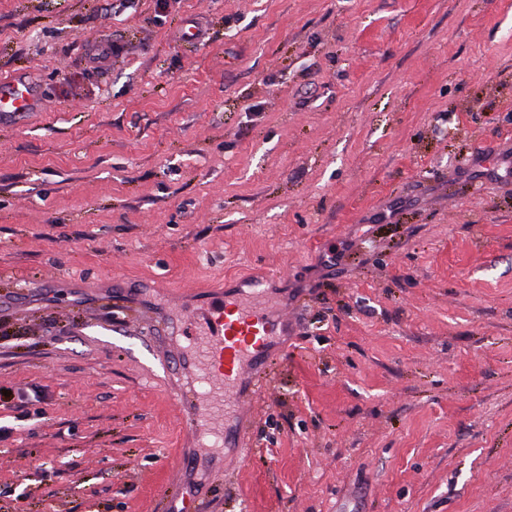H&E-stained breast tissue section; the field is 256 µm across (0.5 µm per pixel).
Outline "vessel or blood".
<instances>
[{
  "instance_id": "b4317fda",
  "label": "vessel or blood",
  "mask_w": 512,
  "mask_h": 512,
  "mask_svg": "<svg viewBox=\"0 0 512 512\" xmlns=\"http://www.w3.org/2000/svg\"><path fill=\"white\" fill-rule=\"evenodd\" d=\"M39 103L37 88L24 79L0 80V113L17 118ZM194 313L181 314L175 325L155 324L157 332H172L183 344L176 349L177 363L190 376L192 387L181 393L192 408L188 422L203 447L222 446L226 415L253 394V377L279 353L288 332V314L274 304L269 292L243 288L235 300L212 299L205 310L207 332L195 338ZM160 512H212L208 500L194 491L174 489L161 501Z\"/></svg>"
}]
</instances>
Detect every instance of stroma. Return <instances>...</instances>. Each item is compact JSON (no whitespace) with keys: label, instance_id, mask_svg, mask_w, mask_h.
<instances>
[{"label":"stroma","instance_id":"stroma-1","mask_svg":"<svg viewBox=\"0 0 512 512\" xmlns=\"http://www.w3.org/2000/svg\"><path fill=\"white\" fill-rule=\"evenodd\" d=\"M112 3L0 0V512H512V0ZM220 275L298 331L206 467L124 318ZM39 103L37 88L24 79L0 80V117L5 115L15 118L24 117L33 111ZM159 512H212L210 501L194 491L175 488L161 500Z\"/></svg>","mask_w":512,"mask_h":512}]
</instances>
